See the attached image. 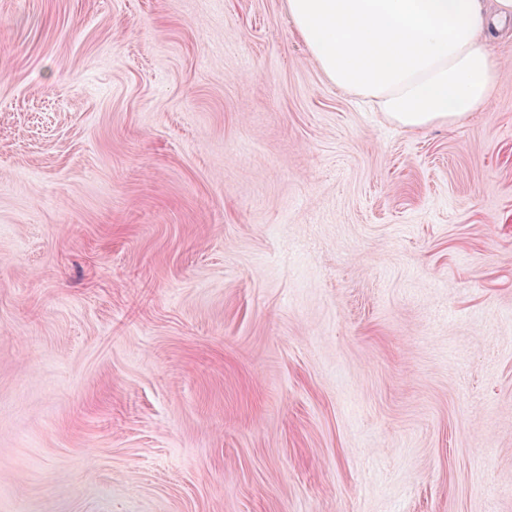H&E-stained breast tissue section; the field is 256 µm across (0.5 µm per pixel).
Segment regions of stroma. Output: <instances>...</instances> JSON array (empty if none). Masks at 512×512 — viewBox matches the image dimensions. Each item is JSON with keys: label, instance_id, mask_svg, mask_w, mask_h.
Masks as SVG:
<instances>
[{"label": "stroma", "instance_id": "35a3bbf8", "mask_svg": "<svg viewBox=\"0 0 512 512\" xmlns=\"http://www.w3.org/2000/svg\"><path fill=\"white\" fill-rule=\"evenodd\" d=\"M406 130L286 0H0V512H512V31Z\"/></svg>", "mask_w": 512, "mask_h": 512}]
</instances>
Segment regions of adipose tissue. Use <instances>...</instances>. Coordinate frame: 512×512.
<instances>
[{"instance_id":"adipose-tissue-1","label":"adipose tissue","mask_w":512,"mask_h":512,"mask_svg":"<svg viewBox=\"0 0 512 512\" xmlns=\"http://www.w3.org/2000/svg\"><path fill=\"white\" fill-rule=\"evenodd\" d=\"M288 14L336 88L393 124L456 126L490 102L492 31L512 0H286Z\"/></svg>"}]
</instances>
